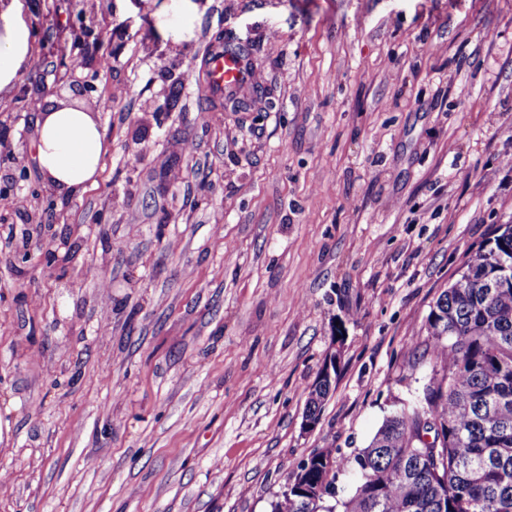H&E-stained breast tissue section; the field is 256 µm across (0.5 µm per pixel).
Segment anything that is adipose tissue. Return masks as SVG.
I'll return each mask as SVG.
<instances>
[{"label": "adipose tissue", "mask_w": 512, "mask_h": 512, "mask_svg": "<svg viewBox=\"0 0 512 512\" xmlns=\"http://www.w3.org/2000/svg\"><path fill=\"white\" fill-rule=\"evenodd\" d=\"M34 43L18 0H0V93L11 92L31 61ZM38 168L59 199H77L94 183L109 143L101 124L82 104L46 99L33 142Z\"/></svg>", "instance_id": "1"}]
</instances>
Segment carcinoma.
I'll return each instance as SVG.
<instances>
[{
	"mask_svg": "<svg viewBox=\"0 0 512 512\" xmlns=\"http://www.w3.org/2000/svg\"><path fill=\"white\" fill-rule=\"evenodd\" d=\"M503 263L512 266V224L499 225L436 300L425 329L441 373L351 459L356 487L343 512H512V285L498 286ZM334 389L319 377L305 415L319 420ZM423 432L448 446L418 459L416 450H433L418 442ZM351 460L317 452L271 512H334L324 500Z\"/></svg>",
	"mask_w": 512,
	"mask_h": 512,
	"instance_id": "cac0c4a2",
	"label": "carcinoma"
}]
</instances>
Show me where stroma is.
<instances>
[{"label":"stroma","instance_id":"obj_1","mask_svg":"<svg viewBox=\"0 0 512 512\" xmlns=\"http://www.w3.org/2000/svg\"><path fill=\"white\" fill-rule=\"evenodd\" d=\"M19 2L0 512H270L299 463L354 457L422 395L431 309L512 224V0ZM219 33L258 80L206 112ZM76 54L111 148L70 201L33 159L31 102L70 97ZM336 369V353L331 355L329 361L325 363L324 369L322 368L319 378L313 388L308 391L306 399L305 417L312 418L313 421H319L322 406L324 401L335 389V383L329 381L323 377V372L327 373L330 377L332 376V368Z\"/></svg>","mask_w":512,"mask_h":512}]
</instances>
